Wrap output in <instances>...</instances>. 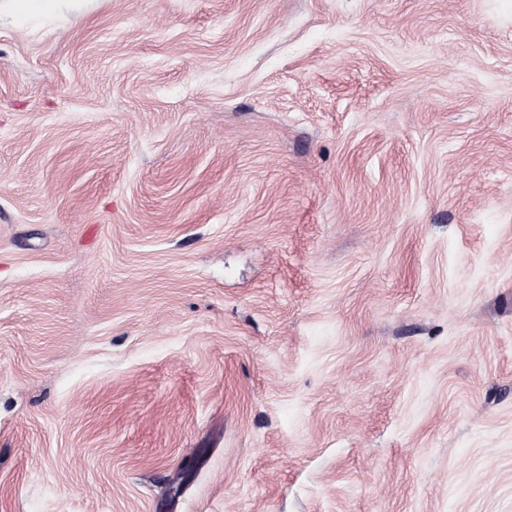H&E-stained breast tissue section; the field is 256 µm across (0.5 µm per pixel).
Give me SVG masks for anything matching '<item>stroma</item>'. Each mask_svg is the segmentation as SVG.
Segmentation results:
<instances>
[{"label":"stroma","instance_id":"1","mask_svg":"<svg viewBox=\"0 0 512 512\" xmlns=\"http://www.w3.org/2000/svg\"><path fill=\"white\" fill-rule=\"evenodd\" d=\"M0 512H512V0L0 19Z\"/></svg>","mask_w":512,"mask_h":512}]
</instances>
